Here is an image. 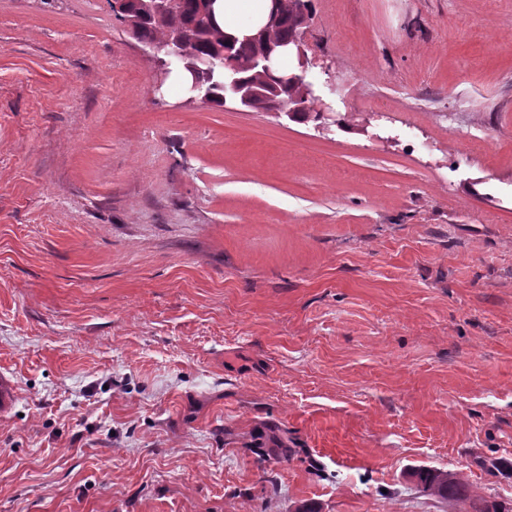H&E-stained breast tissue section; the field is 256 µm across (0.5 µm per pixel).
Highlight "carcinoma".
I'll return each instance as SVG.
<instances>
[{"instance_id": "obj_1", "label": "carcinoma", "mask_w": 512, "mask_h": 512, "mask_svg": "<svg viewBox=\"0 0 512 512\" xmlns=\"http://www.w3.org/2000/svg\"><path fill=\"white\" fill-rule=\"evenodd\" d=\"M310 0H278L281 19L274 32V38L286 42L299 34L297 11L301 6H309ZM149 0H129L127 4L112 0V11L119 20L136 16L134 35L141 42L163 45L171 32L181 33L180 51L188 59L204 58L213 61L210 79L203 82L201 95L213 105L224 106V75L238 70L237 76L251 81H261L258 70L250 67L256 53L251 46L240 47L226 43L224 30L215 26L207 30L203 0H172L167 14L156 16L148 6ZM409 477L424 492L438 494L456 501H470L473 512H512V507L490 502L473 493L471 485L456 473L418 466L409 471Z\"/></svg>"}]
</instances>
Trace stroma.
Here are the masks:
<instances>
[{
	"label": "stroma",
	"instance_id": "35a3bbf8",
	"mask_svg": "<svg viewBox=\"0 0 512 512\" xmlns=\"http://www.w3.org/2000/svg\"><path fill=\"white\" fill-rule=\"evenodd\" d=\"M302 37L324 128L158 82L111 0H0V512L512 502V0ZM409 477L423 492L438 494L456 501L469 500L474 512H511L512 507L490 502L474 494L471 485L457 473L433 469L427 466H418L409 471Z\"/></svg>",
	"mask_w": 512,
	"mask_h": 512
}]
</instances>
